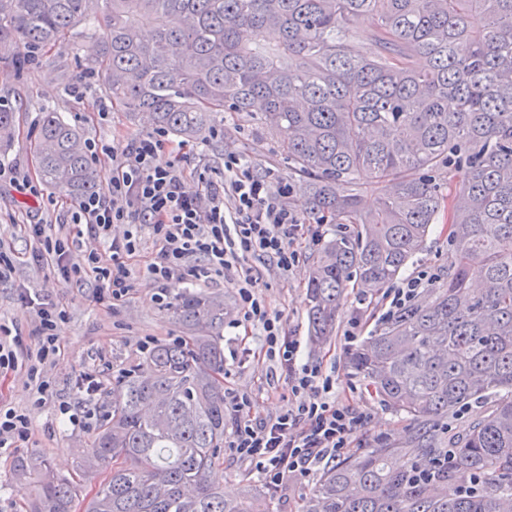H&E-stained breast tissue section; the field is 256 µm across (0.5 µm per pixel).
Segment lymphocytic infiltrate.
Here are the masks:
<instances>
[{
	"instance_id": "obj_1",
	"label": "lymphocytic infiltrate",
	"mask_w": 512,
	"mask_h": 512,
	"mask_svg": "<svg viewBox=\"0 0 512 512\" xmlns=\"http://www.w3.org/2000/svg\"><path fill=\"white\" fill-rule=\"evenodd\" d=\"M166 137L158 129L123 148L88 142L89 158L109 159L112 171L99 191L82 198L70 212L71 223L84 225L91 242L83 264L70 263L68 237L47 223L28 225V235L37 243L29 259L52 267L66 282L94 277L97 297L120 302L132 289L128 263L138 257L147 228L155 249L146 274L159 303L167 302L172 281L188 276H216L232 284L241 324L261 336L266 357L277 363L288 382V406L275 418L259 421L250 415V395L231 394L236 418L224 446L267 490L279 492L309 481L314 466L343 457L366 421L363 412L338 400L335 373L309 357L282 314L267 306L257 291V277L244 265L248 257L258 256L269 258L285 274L298 266L303 223L284 203L294 187L253 175L244 158L230 152L224 156L223 182L205 178L202 191L187 192L183 168L157 161ZM116 224L123 225L122 234L113 233ZM31 305L38 322L33 339L11 334L0 324V371H24L31 405L37 408L53 394L43 369L61 356L56 330L68 314L40 297L32 298ZM105 383L98 367L85 366L75 387L78 402L58 404L60 421L93 430L100 420L98 398Z\"/></svg>"
}]
</instances>
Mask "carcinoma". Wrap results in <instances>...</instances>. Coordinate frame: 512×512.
<instances>
[{"mask_svg":"<svg viewBox=\"0 0 512 512\" xmlns=\"http://www.w3.org/2000/svg\"><path fill=\"white\" fill-rule=\"evenodd\" d=\"M364 22L370 56L347 44ZM83 24L88 75L110 102L201 142L224 113L259 110L311 213L359 227L328 241L308 277L315 341L332 334L348 289L394 283L448 210L441 284L381 323L348 367L417 421L493 396L491 417L462 433L451 469L424 433L332 464L301 512H512V0H0V51L24 66ZM81 140L43 113L41 179L74 199L104 180ZM363 177L382 187L369 213ZM171 310L186 335L155 343L148 371L134 364L112 382L76 476L15 464L33 486L27 512H269L208 480L226 429L224 303L185 292ZM89 472L103 475L90 496ZM472 474L485 479L479 493L448 497V482Z\"/></svg>","mask_w":512,"mask_h":512,"instance_id":"1","label":"carcinoma"}]
</instances>
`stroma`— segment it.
<instances>
[{
	"mask_svg": "<svg viewBox=\"0 0 512 512\" xmlns=\"http://www.w3.org/2000/svg\"><path fill=\"white\" fill-rule=\"evenodd\" d=\"M82 42L80 32H73L65 40L42 50L38 59L22 70L15 68L12 54L0 53V98L16 109L15 124L9 136L0 139V164L16 169L19 178H27L30 182L29 188L25 189L17 181L0 180V247L13 258L15 265L11 281L0 285V323L14 333L26 335L31 332L34 315L20 298L24 290L49 297L70 313L69 319L59 323L57 328L62 355L46 369L54 384L53 395L46 404L32 408L31 391L22 374H11L0 383V400L28 412L32 420V436L25 447L0 453V512H24V493L13 471L16 459L39 457L47 460L58 475L75 474L90 434L56 423L55 414L59 400L73 395L78 373L84 364H96L113 375L142 360L143 353L138 348L141 339L151 336L158 341H171L183 334L168 307L157 303L156 290L148 281L141 260L130 265L132 291L124 301L115 304L108 298H96L93 281L80 285L57 282L52 270L31 264L26 257L34 243L29 240L25 225L54 221L61 204L66 201L65 196L46 185L38 173L34 145L42 112H59L81 131L84 139L105 141L119 147L155 129L148 114L133 119L117 105H104L93 80L83 77L84 61L79 50ZM103 107L108 110L104 118L99 115ZM230 152L243 156L255 175L272 181L290 175L278 140L266 133L254 112L225 114L218 136L206 143L169 136L158 160L166 163L184 159L185 188L196 192L201 188L195 171L197 162H204L210 178L219 182L224 178V156ZM300 251L298 266L286 275L279 274L272 261L249 258V265L262 275L259 282L261 295L271 310L282 314L290 329L306 339V349L313 360L338 365L339 398L367 415L366 423L352 444L353 450L360 452L382 442L404 446L408 436L418 431V424L407 414L384 404L362 378L351 372L343 341L347 321L357 310L363 313V336L374 333L381 322L385 304L382 293L367 289L349 291L334 336L319 345L309 342L306 281L322 248L305 236L301 239ZM420 267L438 276L446 272L447 225H434L425 248L406 270L411 273ZM186 291L221 299L228 309L225 319L229 326L223 332L224 367L229 372L226 386L253 396V417L269 418L278 414L288 403V389L283 375L277 373L275 363L263 356L244 364L236 358L245 342L259 351L261 339L245 334L243 328L233 327V320L239 317L234 289L220 277L205 282L176 280L169 285L171 296ZM210 479L223 486L225 493L231 496L266 492L246 465L229 457L211 472Z\"/></svg>",
	"mask_w": 512,
	"mask_h": 512,
	"instance_id": "obj_1",
	"label": "stroma"
}]
</instances>
